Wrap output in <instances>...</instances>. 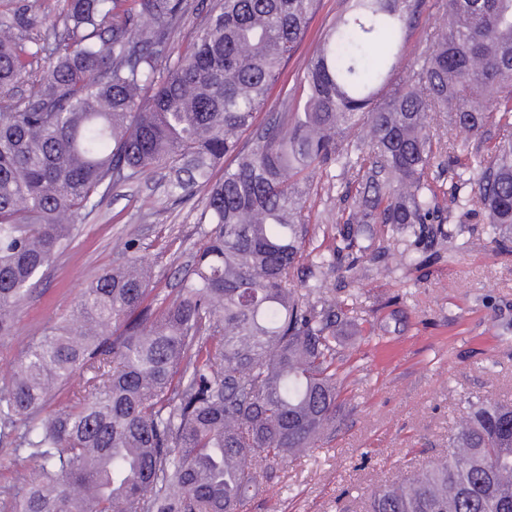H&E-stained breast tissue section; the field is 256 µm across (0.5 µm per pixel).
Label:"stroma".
I'll return each mask as SVG.
<instances>
[{
    "label": "stroma",
    "instance_id": "35a3bbf8",
    "mask_svg": "<svg viewBox=\"0 0 512 512\" xmlns=\"http://www.w3.org/2000/svg\"><path fill=\"white\" fill-rule=\"evenodd\" d=\"M347 8V0H320L257 126L284 100L300 99L305 58ZM167 178L153 170L116 186L82 224L23 304L12 336L0 340V381L14 373L33 336L69 318L82 290L123 262L125 245L156 271L150 301L173 296L205 243L198 218L206 192L173 203ZM343 209L325 177L315 176L306 203L314 245L329 246L326 231L344 220ZM449 222L465 228L435 243L426 262L406 264L405 244L395 240L385 259L360 265L354 288L366 321L343 353L342 397L355 411L312 455L285 464L251 512H336L340 503L362 512L371 489L398 477L404 461L421 463L446 449L468 398L512 399V254L492 250L481 211L452 213Z\"/></svg>",
    "mask_w": 512,
    "mask_h": 512
}]
</instances>
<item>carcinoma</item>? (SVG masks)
<instances>
[{
  "label": "carcinoma",
  "mask_w": 512,
  "mask_h": 512,
  "mask_svg": "<svg viewBox=\"0 0 512 512\" xmlns=\"http://www.w3.org/2000/svg\"><path fill=\"white\" fill-rule=\"evenodd\" d=\"M66 2L50 24L0 13V339L108 191L143 172L168 169L177 199L207 189V245L172 299L147 303L152 267L131 255L27 344L0 382V442L24 462L0 512H243L261 478L343 421L336 363L357 294L322 296L317 272L352 283L398 235L417 247L451 236L444 212L469 203L512 252V0H436L442 23L388 92L418 0H350L305 64V96L249 149L241 137L317 0H210L175 58L188 0ZM38 26V39L16 34ZM43 54L40 87L14 99ZM439 122L492 125L499 140L462 160L435 138ZM332 165L349 206L326 257L305 204ZM436 165L474 173L437 185ZM365 512H512V400H469L448 449L374 488Z\"/></svg>",
  "instance_id": "carcinoma-1"
}]
</instances>
